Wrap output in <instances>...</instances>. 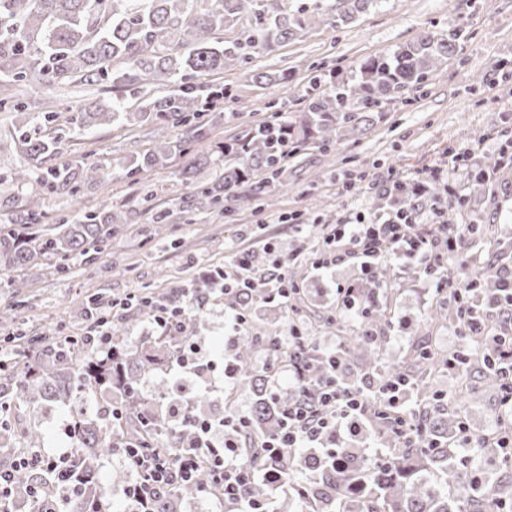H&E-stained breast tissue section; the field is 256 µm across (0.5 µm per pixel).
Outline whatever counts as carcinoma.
<instances>
[{"instance_id":"carcinoma-1","label":"carcinoma","mask_w":512,"mask_h":512,"mask_svg":"<svg viewBox=\"0 0 512 512\" xmlns=\"http://www.w3.org/2000/svg\"><path fill=\"white\" fill-rule=\"evenodd\" d=\"M377 0H337L324 6L313 0L288 9L286 0H0V110L22 115L19 165L0 179V196L6 195L0 225V266L23 270L29 264L55 259L65 263L101 254L116 233L118 215L105 209H80L61 224H40L41 196L31 191L20 197L31 175L43 173L41 184L68 187L78 193L86 185L109 176L106 166L85 159L48 161L76 133L97 126L146 124L158 126L152 148L121 165L126 177L167 167L179 155L185 158L180 176L198 182L205 167L224 163L222 176L197 187L202 209H216L229 201L250 206H276L279 176L288 159L301 155L310 142L335 146L347 132L365 128L379 119V104L395 93L419 88L429 74L455 51L459 35L425 31L416 40L360 61L355 75L338 79L327 72L304 89L302 112L290 119L273 101L274 114L207 151L189 147L179 132L201 139L206 118L235 102V91L201 78L253 57L271 54L319 24H349ZM235 35L224 38L225 32ZM250 82L260 88L289 86L288 70L277 73L251 71ZM84 83L101 86L112 97H92L77 106L57 103L59 109L29 112L24 102L8 92L27 86L38 94L58 85ZM112 361L104 369L57 341L46 348L37 337L23 339V352L0 378V467H8L27 448L41 447L42 430L31 424L11 423L14 409L44 400L103 402L127 410L123 420L103 422L82 410L70 417L75 445L68 460L82 483L67 505V512H98L97 499L102 457L119 451L126 438L137 439L142 450H158L170 462L178 458L182 441L192 436L189 423L170 420L164 391L147 394L141 375L171 356L186 337L179 332L146 336L140 346L126 344L127 327L110 324ZM341 377L357 386L362 379L383 380L408 371L425 410L423 436L435 447L407 448L386 437L390 448L387 465L369 474L363 459L349 456L333 467L323 449L296 454L288 449L279 461L285 476L307 485V495L297 496L300 512H498L512 503V483L494 482L477 494L463 490L460 457L463 448L448 447L458 427L459 408L436 400L427 375L448 368V359L433 349L417 346L410 366L385 365L370 340L343 337ZM363 353L365 366L356 372L348 364L354 351ZM233 353L237 378L255 397L249 427L240 437L241 458L252 469L267 467L264 441L279 428L281 411L297 395L279 392L271 397L272 381L257 367L263 358L288 356V343L268 327V335L244 332L235 339ZM486 352L475 350L462 364L478 367L489 387L501 389V378L488 366ZM24 512H45L56 498L53 476L40 467L13 472ZM210 484L203 468L196 480L168 489L154 503V512H180L184 502L201 495Z\"/></svg>"}]
</instances>
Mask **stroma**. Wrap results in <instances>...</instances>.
<instances>
[{
  "instance_id": "1",
  "label": "stroma",
  "mask_w": 512,
  "mask_h": 512,
  "mask_svg": "<svg viewBox=\"0 0 512 512\" xmlns=\"http://www.w3.org/2000/svg\"><path fill=\"white\" fill-rule=\"evenodd\" d=\"M448 35L458 33L457 49L433 71L421 90L408 89L396 99L382 102L384 118L366 130L350 133L332 151L310 145L302 155L289 159L285 187L276 208L258 211L243 207L231 215L196 211L194 223L184 214L190 191L181 185L173 169H159L132 180L113 176L89 189L83 204L88 208L108 206L124 212L126 220L112 240L111 252L89 263L73 262L63 274L38 264L16 272L0 268V306H11V325L0 326V338L9 333L42 336L47 342L70 336H89L93 321L86 316V301L98 295L108 314L126 319L130 325L129 346H138L153 335L149 317L124 306L123 298L142 291L167 293L182 302L186 291L195 289L209 266L223 265L240 249L262 251L273 244L291 254L288 272L299 286L311 318L304 330L323 341L334 340L337 330L322 324V317L336 304L338 284L358 278L353 265L327 271L313 267L311 252L317 244L318 228L355 220L373 211L389 170L409 175L434 165L448 150L467 147L477 162L498 153L500 143L512 139V0H382L352 24L322 26L283 45L274 54L250 60L214 74L215 82L243 87L242 106L225 104V111H239L238 123L211 121V137L223 140L237 124L259 120L255 101L284 100L292 112L300 111L302 89L323 70L341 78L354 76L365 57L414 41L422 31ZM265 67L291 68L296 72L288 87L256 90L246 85L247 71ZM155 131L150 125L99 126L73 136L62 146V156H83L108 166L151 148ZM366 173L368 186L342 194L338 177L342 172ZM458 192L470 207L449 213L450 223H478L485 227L481 245L483 258L476 274L498 270L503 263L495 250L500 242L512 241V168L498 171L494 180L476 183L463 172L451 174ZM161 188L153 200H145L148 184ZM169 212L165 228H157V212ZM310 214V226L279 223V216ZM25 286L14 290L12 280ZM380 288L388 294L390 322L385 328L384 357L388 363L402 362L421 336L431 335L436 352L448 354L460 343L453 321L428 326L427 314L438 296L423 277L391 265ZM235 306L234 296L221 289L203 292L201 319L193 329L201 345H224L235 333L225 316ZM450 403L460 404L471 431L478 436L500 428L495 409L496 393L478 373L463 376L444 371L435 383ZM22 422L40 424L48 449H67L73 442L66 433L67 410L56 403H38L22 408Z\"/></svg>"
}]
</instances>
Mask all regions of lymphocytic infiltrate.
<instances>
[{"mask_svg":"<svg viewBox=\"0 0 512 512\" xmlns=\"http://www.w3.org/2000/svg\"><path fill=\"white\" fill-rule=\"evenodd\" d=\"M420 176L405 177L390 173L384 186L391 203L382 212L356 221L333 225L322 239L314 258L318 269L354 264L360 277L339 284L336 314L357 316L366 322L372 309L362 293V284L370 280L373 269L385 259L418 271L456 312V332L461 337L487 339L489 361L501 376L497 409L500 417H512V265L501 267L500 286L479 291L475 275L454 274L449 258L475 251L478 241L473 228L461 229L444 223L440 210L423 216L420 209L398 204L401 196L410 195L419 186ZM235 271L218 268L226 292L242 288L266 291L268 302L288 306L294 285L288 277L289 258L274 247L263 252L240 251L233 256ZM496 317L498 331H490L489 317ZM288 345L294 355L288 362L303 395L282 412L278 433L269 437L264 446L270 460L264 473L247 468L239 460L237 437L246 426L244 411L234 409L218 417L194 421V437L185 443L176 463H168L164 454H146L129 446L120 455L133 470L134 480L124 491V499L132 512H153L152 503L158 494L175 485L193 482L201 467H208L210 490L216 499L236 503L241 512H269L266 504L247 498L246 489L256 479L281 487L285 480L278 466L280 452L285 448L330 446L341 435L356 438L367 436L373 405L390 422L391 431L407 443H414L421 432L416 417L407 408L409 382L403 376H393L379 383L372 380L349 387L338 377L341 343H325L306 338L302 327L291 325ZM319 353L324 364L317 380H310L307 365L298 355L304 347ZM213 361L209 352L193 343L182 348L169 366L179 379L193 380L199 390H212Z\"/></svg>","mask_w":512,"mask_h":512,"instance_id":"1","label":"lymphocytic infiltrate"}]
</instances>
